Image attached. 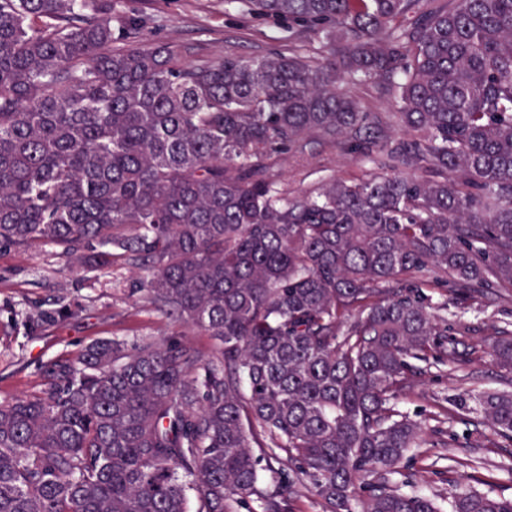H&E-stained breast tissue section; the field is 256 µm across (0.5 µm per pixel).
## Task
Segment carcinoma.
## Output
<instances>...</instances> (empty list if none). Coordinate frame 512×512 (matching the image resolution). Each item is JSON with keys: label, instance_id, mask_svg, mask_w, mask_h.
Listing matches in <instances>:
<instances>
[{"label": "carcinoma", "instance_id": "1", "mask_svg": "<svg viewBox=\"0 0 512 512\" xmlns=\"http://www.w3.org/2000/svg\"><path fill=\"white\" fill-rule=\"evenodd\" d=\"M120 2L0 0V249L134 266L211 345L104 337L41 364L0 401V512H283L303 482L322 512H512L397 480L423 433L401 396L470 379L448 311L512 290V0H241L321 57L193 63ZM373 83L404 137L344 89ZM319 140L365 170L291 199L276 161ZM489 356L512 375L511 322ZM472 398L512 446V390L433 420Z\"/></svg>", "mask_w": 512, "mask_h": 512}]
</instances>
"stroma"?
I'll return each mask as SVG.
<instances>
[{
    "instance_id": "stroma-1",
    "label": "stroma",
    "mask_w": 512,
    "mask_h": 512,
    "mask_svg": "<svg viewBox=\"0 0 512 512\" xmlns=\"http://www.w3.org/2000/svg\"><path fill=\"white\" fill-rule=\"evenodd\" d=\"M123 8L131 14L150 15L155 40L191 44L213 56L233 52L260 58L272 51L287 52L299 39L287 24L249 16L236 0H123ZM362 170L355 156L327 141L313 145L305 157L291 156L276 166L280 183L292 198L309 193L328 179L355 177ZM137 278L136 270L120 262L93 271L66 270L49 246L0 250V399L33 390L38 365L59 356H75L96 338H158L172 332L169 320L141 296L132 294ZM60 296L81 306L79 316L27 335L26 314L38 305L50 307ZM460 314L472 328L466 338L468 346L480 352L479 359L468 366L474 377L473 389L499 388V371L488 355V346L492 324L512 321V297L476 293ZM451 391L447 377L434 371L418 379L413 390L401 398V407L421 421L425 430L422 448L415 457L402 461L401 471L428 495L490 489L512 497V475L506 472L512 456L492 447L495 433L487 427L482 430L489 447L460 445L474 430L478 418L474 410L462 411L448 432H435L433 397Z\"/></svg>"
}]
</instances>
